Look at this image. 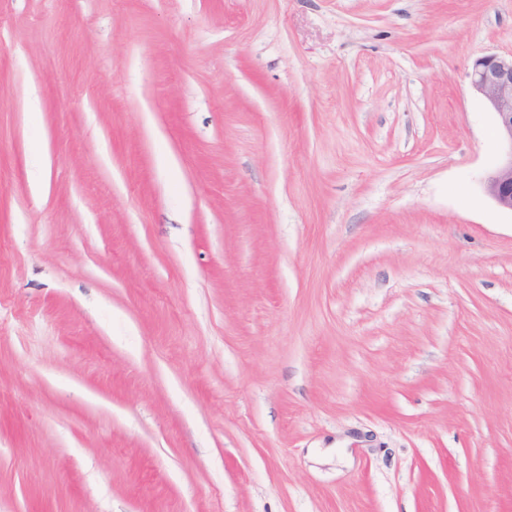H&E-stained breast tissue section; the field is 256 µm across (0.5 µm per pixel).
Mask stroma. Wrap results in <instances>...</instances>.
Returning <instances> with one entry per match:
<instances>
[{"instance_id": "1", "label": "stroma", "mask_w": 512, "mask_h": 512, "mask_svg": "<svg viewBox=\"0 0 512 512\" xmlns=\"http://www.w3.org/2000/svg\"><path fill=\"white\" fill-rule=\"evenodd\" d=\"M512 0H0V512H512ZM467 76L495 114L500 143L498 162L484 177L483 191L499 209L512 214V53L476 59Z\"/></svg>"}]
</instances>
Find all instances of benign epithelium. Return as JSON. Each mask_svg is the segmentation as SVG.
I'll return each mask as SVG.
<instances>
[{
  "mask_svg": "<svg viewBox=\"0 0 512 512\" xmlns=\"http://www.w3.org/2000/svg\"><path fill=\"white\" fill-rule=\"evenodd\" d=\"M468 78L495 114L500 143L498 162L484 177L483 191L499 209L512 213V54L476 59Z\"/></svg>",
  "mask_w": 512,
  "mask_h": 512,
  "instance_id": "obj_1",
  "label": "benign epithelium"
}]
</instances>
